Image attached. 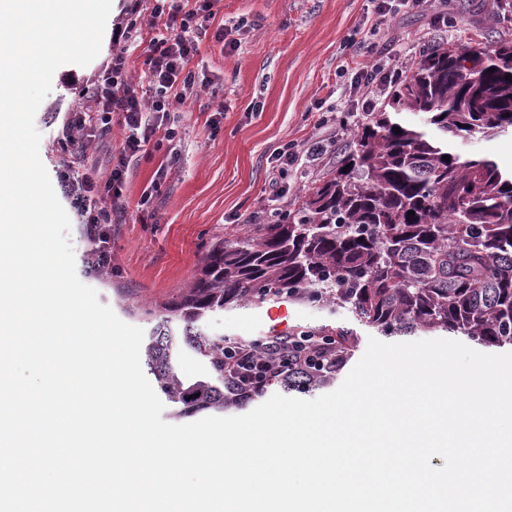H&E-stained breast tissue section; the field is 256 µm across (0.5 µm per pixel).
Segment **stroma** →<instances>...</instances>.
Listing matches in <instances>:
<instances>
[{"label": "stroma", "instance_id": "stroma-1", "mask_svg": "<svg viewBox=\"0 0 512 512\" xmlns=\"http://www.w3.org/2000/svg\"><path fill=\"white\" fill-rule=\"evenodd\" d=\"M453 14L459 24L438 23ZM375 20L372 0H221L213 21L199 29L197 58L209 78L179 111L163 124L175 128L172 144L149 148L148 158L130 167L126 212L112 227V266L94 272L87 264V244L75 209H68V239L76 273L95 288L102 304L125 323L150 331L138 317L144 307L165 313L174 305L200 267L202 245L255 232L257 224L284 210H294L306 191L335 171L353 143V117L341 65L343 46L355 31H368ZM237 27V49H222L213 40L217 26ZM512 36V0H430L427 7L401 10L372 37L373 54L394 60L410 72L424 45H473L489 31ZM92 66L67 64L53 76L52 90L34 119L41 135L40 157L53 187H61L65 167L58 142L66 113L89 108L86 79ZM318 102L336 106V122L348 134L331 138L316 129ZM324 138L325 152L314 165L290 171L283 196L271 188L269 157L277 147ZM163 180H156L158 169ZM152 190L149 210L141 197ZM257 224H247L249 215ZM276 302L209 313L203 329L213 337L251 341L272 335L264 316ZM286 334L300 327L347 326L360 341L352 358L364 355L373 329L356 324L347 312L331 313L319 305L287 304Z\"/></svg>", "mask_w": 512, "mask_h": 512}]
</instances>
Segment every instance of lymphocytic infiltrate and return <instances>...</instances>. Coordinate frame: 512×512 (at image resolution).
Listing matches in <instances>:
<instances>
[{
  "instance_id": "lymphocytic-infiltrate-1",
  "label": "lymphocytic infiltrate",
  "mask_w": 512,
  "mask_h": 512,
  "mask_svg": "<svg viewBox=\"0 0 512 512\" xmlns=\"http://www.w3.org/2000/svg\"><path fill=\"white\" fill-rule=\"evenodd\" d=\"M143 10L140 0L129 5L130 14H145L147 26L154 30L143 50L144 83L133 82L127 73L125 48L114 49L91 79V110L69 113L62 128L63 150L73 169L64 189L80 213L91 244L89 256L94 267L112 264L111 224L125 211L123 190L130 166L147 154L146 146L158 128L160 116L182 108L194 93L200 73L192 62L199 54L194 33L216 15L217 0H195L194 8L184 0H151ZM349 78V102L362 112L372 111L374 98L398 75L395 65L364 58L343 66ZM123 129L121 147L108 169H101L85 154L87 142L112 133L113 123ZM314 337L272 336L264 344L265 356L243 340L224 348V372L230 385L253 393L263 389L272 373H288L306 362Z\"/></svg>"
}]
</instances>
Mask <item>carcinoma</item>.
Here are the masks:
<instances>
[{"instance_id":"cac0c4a2","label":"carcinoma","mask_w":512,"mask_h":512,"mask_svg":"<svg viewBox=\"0 0 512 512\" xmlns=\"http://www.w3.org/2000/svg\"><path fill=\"white\" fill-rule=\"evenodd\" d=\"M508 74L512 39L427 48L394 85L390 110L369 113L336 172L297 209L258 234L206 246L199 276L144 348L148 373L175 417L243 405L226 388L224 339L200 327L206 313L229 307L314 303L343 309L387 337L444 332L512 349V171L487 154L463 157L453 144L455 137L512 134ZM404 112L420 122L402 121ZM304 332L331 344L268 384L309 394L338 380L357 333ZM183 345L205 361L204 378L186 381L176 371ZM331 352L336 368L328 370L321 359Z\"/></svg>"}]
</instances>
